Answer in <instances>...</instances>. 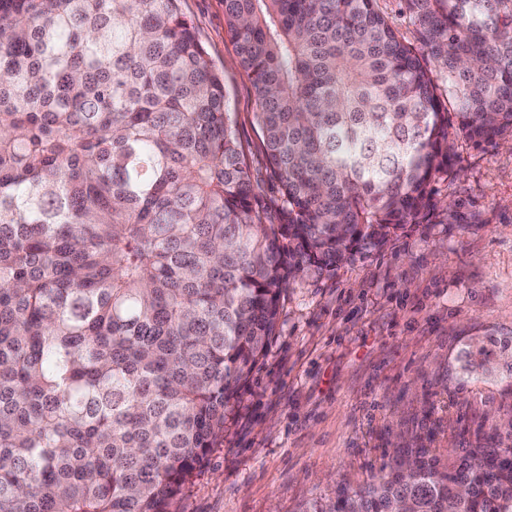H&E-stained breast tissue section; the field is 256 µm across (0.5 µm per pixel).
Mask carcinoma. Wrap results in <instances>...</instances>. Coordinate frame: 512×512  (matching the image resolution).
<instances>
[{"instance_id":"carcinoma-1","label":"carcinoma","mask_w":512,"mask_h":512,"mask_svg":"<svg viewBox=\"0 0 512 512\" xmlns=\"http://www.w3.org/2000/svg\"><path fill=\"white\" fill-rule=\"evenodd\" d=\"M402 3L410 39L378 0H224L268 211L179 0H0V512H176L289 280L427 221L458 141L512 142V0ZM503 454L332 510L512 512Z\"/></svg>"}]
</instances>
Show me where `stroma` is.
<instances>
[{
    "mask_svg": "<svg viewBox=\"0 0 512 512\" xmlns=\"http://www.w3.org/2000/svg\"><path fill=\"white\" fill-rule=\"evenodd\" d=\"M213 65L259 206L267 169L257 96L224 22V0H180ZM434 183L437 209L336 270L292 279L267 356L179 512H326L417 448L440 460L488 438L512 446V364L467 375L461 351L512 339V146L467 149ZM482 224H452L448 205Z\"/></svg>",
    "mask_w": 512,
    "mask_h": 512,
    "instance_id": "35a3bbf8",
    "label": "stroma"
}]
</instances>
